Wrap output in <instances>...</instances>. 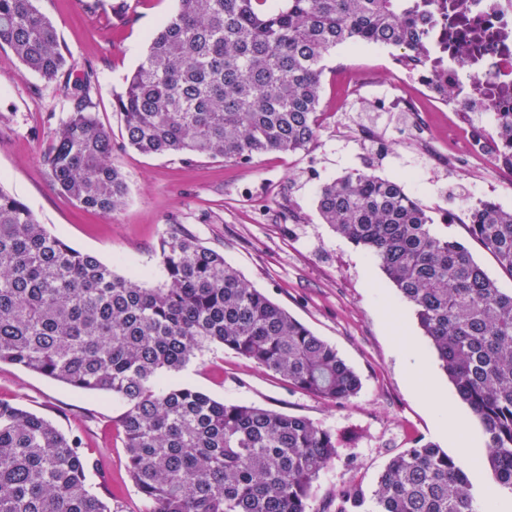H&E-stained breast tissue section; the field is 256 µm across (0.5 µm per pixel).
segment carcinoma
<instances>
[{
  "mask_svg": "<svg viewBox=\"0 0 512 512\" xmlns=\"http://www.w3.org/2000/svg\"><path fill=\"white\" fill-rule=\"evenodd\" d=\"M444 17L441 0H180L114 95L120 149L238 164L306 152L322 127V62L339 47L401 48L402 65L451 103L448 40H431ZM1 46L69 101L41 157L48 180L86 210H118L128 185L94 112L97 72L87 66L71 80L74 63L34 0H0ZM499 117L500 156L512 164V112ZM316 207L412 306L483 427L487 482L512 494V293L465 242L436 234L400 182L352 170L320 186ZM468 229L512 276V211L486 203ZM160 267L155 286L146 274L121 275L0 189V362L124 402L119 426L142 512H480L467 461L420 440L391 458L371 491L350 484L313 509L320 473L340 456L336 433L162 378L214 347L334 405L356 396L359 376L193 236L172 230ZM95 469L80 440L0 400V512H114L108 486L88 484Z\"/></svg>",
  "mask_w": 512,
  "mask_h": 512,
  "instance_id": "obj_1",
  "label": "carcinoma"
}]
</instances>
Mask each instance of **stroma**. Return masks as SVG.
Returning a JSON list of instances; mask_svg holds the SVG:
<instances>
[{
    "mask_svg": "<svg viewBox=\"0 0 512 512\" xmlns=\"http://www.w3.org/2000/svg\"><path fill=\"white\" fill-rule=\"evenodd\" d=\"M112 0L87 12L81 0H36L53 23L69 60L91 66L100 77L95 110L114 141L123 119L112 106L126 77L140 64L150 36L178 0H127L128 21L109 20ZM382 48L342 49L324 62L323 125L310 151L267 153L248 164L223 158L185 161L179 155H143L125 149L115 157L128 197L115 213L82 209L45 176L40 159L51 133L68 115L58 86L27 70L9 48H0V188L22 200L39 223L75 250L89 253L120 274L158 273L160 243L173 228L223 254L253 288L288 311L314 335L336 348L360 376L362 388L345 406L288 387L278 375L229 350L192 360L173 381L217 400L242 401L302 416L345 439L333 465L315 488L323 502L349 482L372 489L388 461L423 439L448 454L458 449L439 432L434 408L414 388L400 342L412 336L431 367L433 386L452 392L412 307L388 281L375 258L323 224L315 206L319 186L347 172L368 170L403 182L428 206L434 230L466 238L458 186L481 195L480 176L433 169L402 146L399 118L376 109L361 112L348 68L363 60L366 96L388 89L413 93L403 74L377 65ZM378 125L377 139H357L361 117ZM0 400L52 421L64 434L92 449L98 469L90 483L107 481L122 512H141L127 473L117 422L124 404L106 392L88 393L9 363H0Z\"/></svg>",
    "mask_w": 512,
    "mask_h": 512,
    "instance_id": "stroma-1",
    "label": "stroma"
}]
</instances>
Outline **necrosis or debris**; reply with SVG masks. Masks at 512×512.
Instances as JSON below:
<instances>
[{"mask_svg": "<svg viewBox=\"0 0 512 512\" xmlns=\"http://www.w3.org/2000/svg\"><path fill=\"white\" fill-rule=\"evenodd\" d=\"M448 41V79L455 88V111L468 120L453 124L447 140L432 139L430 125L414 99L398 98L410 141L419 143L432 165L488 173L487 200L501 178L512 180V165L496 160L497 115L512 112V0H448V25L435 30Z\"/></svg>", "mask_w": 512, "mask_h": 512, "instance_id": "4bbe7bcc", "label": "necrosis or debris"}]
</instances>
